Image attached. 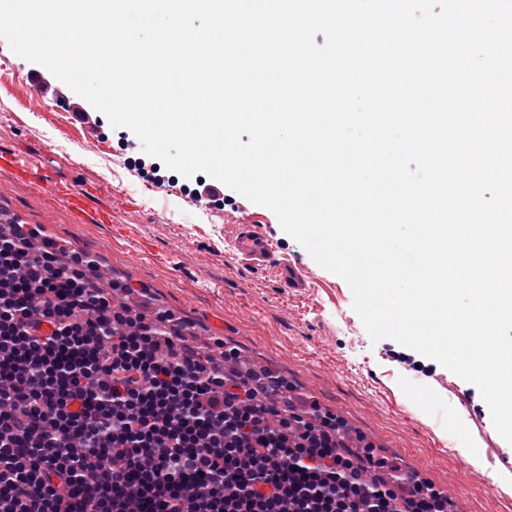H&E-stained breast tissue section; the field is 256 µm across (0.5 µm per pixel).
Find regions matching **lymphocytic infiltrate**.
<instances>
[{
  "label": "lymphocytic infiltrate",
  "instance_id": "obj_1",
  "mask_svg": "<svg viewBox=\"0 0 512 512\" xmlns=\"http://www.w3.org/2000/svg\"><path fill=\"white\" fill-rule=\"evenodd\" d=\"M35 229L0 234V512H444L336 449V420L131 317Z\"/></svg>",
  "mask_w": 512,
  "mask_h": 512
}]
</instances>
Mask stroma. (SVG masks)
I'll use <instances>...</instances> for the list:
<instances>
[{"instance_id":"stroma-1","label":"stroma","mask_w":512,"mask_h":512,"mask_svg":"<svg viewBox=\"0 0 512 512\" xmlns=\"http://www.w3.org/2000/svg\"><path fill=\"white\" fill-rule=\"evenodd\" d=\"M0 53L13 65L0 78V151L89 189L91 206L111 209L114 221L76 223L63 202L0 170L1 212L38 225L64 252L91 253L109 279L131 286L138 313L167 310L185 320L191 345L211 353L219 337L277 372L297 406L314 400L336 415L351 434L350 453L370 451L415 471L449 496L452 512H512V444L476 386L393 340L371 342L348 284L317 265L269 208L228 189L222 203L203 209L188 194L192 179L177 174L167 188L145 189L132 165L141 143L130 130L103 123L99 145L88 147L58 104L18 95L31 62L1 39ZM228 212L234 222L225 221ZM243 223L273 242L276 262L307 269L308 295H292L272 269L237 256ZM464 446L479 449L477 462L461 455Z\"/></svg>"}]
</instances>
